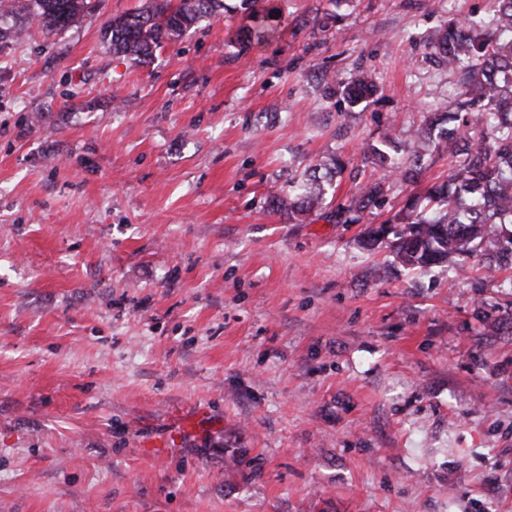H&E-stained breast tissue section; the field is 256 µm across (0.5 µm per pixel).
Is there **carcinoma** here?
<instances>
[{
  "mask_svg": "<svg viewBox=\"0 0 512 512\" xmlns=\"http://www.w3.org/2000/svg\"><path fill=\"white\" fill-rule=\"evenodd\" d=\"M227 9L224 0H147L140 9L112 17L105 39L112 54L146 65L166 41ZM91 10V0H0V46L21 43L27 34L8 24L10 18L34 22L55 36ZM433 57L457 76L452 102L424 117L406 157L391 153L385 133L366 145L364 160L413 183L422 168L419 145L432 143L448 152L454 167L447 181L409 195L402 208L369 226L362 245L387 243L394 259L411 271L442 265L464 271L481 255L493 273L504 258L512 264V0H491L486 19L449 21L433 44ZM376 92L372 76L361 69L343 88L352 106ZM345 168L334 154L310 166L276 207L291 216L325 209L328 189ZM385 194L382 183H366L349 206L336 208V223H359L365 211L384 205Z\"/></svg>",
  "mask_w": 512,
  "mask_h": 512,
  "instance_id": "obj_1",
  "label": "carcinoma"
}]
</instances>
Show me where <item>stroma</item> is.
<instances>
[{
  "label": "stroma",
  "mask_w": 512,
  "mask_h": 512,
  "mask_svg": "<svg viewBox=\"0 0 512 512\" xmlns=\"http://www.w3.org/2000/svg\"><path fill=\"white\" fill-rule=\"evenodd\" d=\"M95 0L0 48V512H512V306L360 240L446 180L364 162L447 102L431 45L487 0H240L157 51L112 55ZM379 100L325 98L356 69ZM340 224L273 200L326 156ZM385 187L381 182H367L347 207L336 208V222L358 224L367 210L381 208L385 202Z\"/></svg>",
  "instance_id": "1"
}]
</instances>
